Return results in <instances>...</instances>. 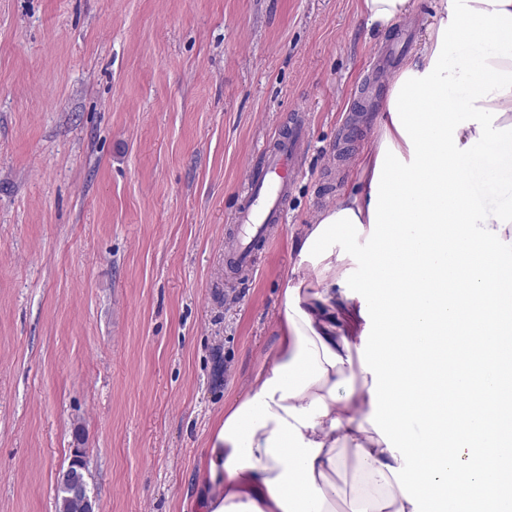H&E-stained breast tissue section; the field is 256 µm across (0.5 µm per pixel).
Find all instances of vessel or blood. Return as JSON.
Returning <instances> with one entry per match:
<instances>
[{
  "mask_svg": "<svg viewBox=\"0 0 512 512\" xmlns=\"http://www.w3.org/2000/svg\"><path fill=\"white\" fill-rule=\"evenodd\" d=\"M306 139L304 127L293 125L288 137L267 149L261 162L249 169L247 199L236 229L226 239V260L241 268L252 266L255 247L264 240L269 224L283 217L284 191L299 173Z\"/></svg>",
  "mask_w": 512,
  "mask_h": 512,
  "instance_id": "obj_1",
  "label": "vessel or blood"
}]
</instances>
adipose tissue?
I'll use <instances>...</instances> for the list:
<instances>
[{"instance_id":"adipose-tissue-1","label":"adipose tissue","mask_w":512,"mask_h":512,"mask_svg":"<svg viewBox=\"0 0 512 512\" xmlns=\"http://www.w3.org/2000/svg\"><path fill=\"white\" fill-rule=\"evenodd\" d=\"M412 9L413 0H359L379 31ZM377 157H359L354 190L302 230L271 360L225 410L205 452L203 512H413L390 473L399 461L368 422L372 376L357 344L366 322L339 285L347 256L333 249L369 221Z\"/></svg>"}]
</instances>
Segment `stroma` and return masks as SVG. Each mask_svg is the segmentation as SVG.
Instances as JSON below:
<instances>
[{
    "mask_svg": "<svg viewBox=\"0 0 512 512\" xmlns=\"http://www.w3.org/2000/svg\"><path fill=\"white\" fill-rule=\"evenodd\" d=\"M394 30L357 0H0V512H199V464L275 342L300 230L355 187ZM304 110L253 268L245 171ZM56 482L71 494V499L80 502L83 512H97L96 500L88 487L85 462L82 465L68 466L65 470L58 471Z\"/></svg>",
    "mask_w": 512,
    "mask_h": 512,
    "instance_id": "35a3bbf8",
    "label": "stroma"
}]
</instances>
